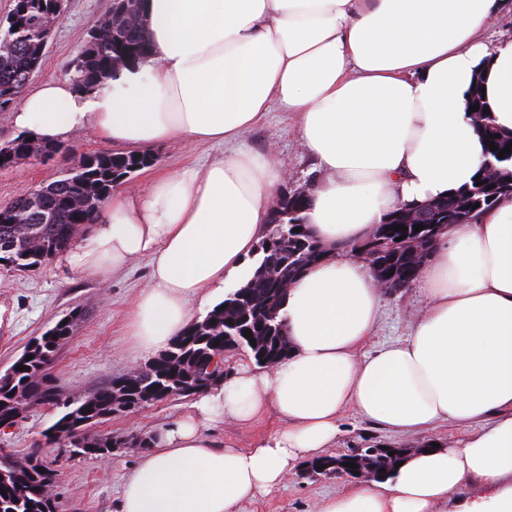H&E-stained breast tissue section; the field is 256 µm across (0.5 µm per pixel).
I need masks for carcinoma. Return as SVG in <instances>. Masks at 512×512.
<instances>
[{"instance_id": "carcinoma-1", "label": "carcinoma", "mask_w": 512, "mask_h": 512, "mask_svg": "<svg viewBox=\"0 0 512 512\" xmlns=\"http://www.w3.org/2000/svg\"><path fill=\"white\" fill-rule=\"evenodd\" d=\"M61 10L59 0H15L12 16L0 35V96L11 91L18 102L29 75L39 67L45 54L46 27ZM109 21L95 27L82 53L69 66L71 80L79 90L93 88L114 77L122 67L143 59L147 53V34L140 0H111L106 12ZM479 106L484 112L477 129L486 149L484 159L505 172L512 170V153L498 158V152L512 146V133L500 130L485 111L481 86L472 89L467 107ZM14 151L38 155L41 147L21 133L11 139ZM153 155L145 152L82 154L74 166L59 179L42 187L33 196H19L0 204V266L17 271H33L52 262L71 247L76 227L96 221L112 195L133 173L151 166ZM486 188L471 184L443 199L448 223L471 222L491 208ZM478 208H473L474 204ZM283 222L268 224L259 244L262 260L249 281L233 289L224 301L214 306L201 320L190 323L168 350L151 359L131 374L114 377L84 396L63 394L54 383L49 368L56 354L87 312L75 309L69 320L57 322L34 339L21 356L0 376V416L20 417L34 405H49L59 410L48 428V441L71 449L86 459H102L112 449L123 448L127 440L94 431L121 407L161 401L171 396H196L224 381V351L234 345L250 353L256 364L280 362L291 352L282 307L287 290L286 274L296 276L320 260L319 247L309 234L302 216L306 198L280 196ZM302 231L297 232L295 228ZM406 238H401V235ZM424 232L408 225V232L381 224L372 236L358 246V254L382 275L386 266L408 288L417 279L423 264L420 249ZM252 336H244L245 330ZM220 341L214 345V341ZM256 345H251V341ZM32 356L26 360V356ZM28 370L21 371L19 367ZM405 452L394 455L368 450L356 456L358 465L370 468L376 477L387 476L401 462ZM51 468L35 452L19 459L0 450V512H53L54 486L46 483Z\"/></svg>"}]
</instances>
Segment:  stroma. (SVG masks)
<instances>
[{
    "mask_svg": "<svg viewBox=\"0 0 512 512\" xmlns=\"http://www.w3.org/2000/svg\"><path fill=\"white\" fill-rule=\"evenodd\" d=\"M109 5L110 0H64L63 9L53 23L51 41L36 81L68 77V66L81 51L90 24ZM245 142L253 152L270 153L278 159L283 173L282 190L312 189L317 179L315 163L302 145L288 113L271 112L267 122L253 129ZM112 148V143L95 135H80L66 142L54 156L19 160L11 168L0 171V203L10 201L21 188L55 180L82 154ZM151 152L156 157L155 164L123 183L122 191L135 194L155 174L211 162L222 157L224 149L193 145L175 138L153 146ZM146 276L147 264L143 261L115 273L105 288L92 277L70 275L56 261L32 272L0 268V304L14 313L8 338H0V373L12 365L31 340L77 306L86 309L87 316L76 326L50 367L61 390L79 396L114 376L134 370L136 363L125 327L126 312ZM381 305L383 317L377 336L381 343L405 338L410 322L425 310V301L414 288L382 292ZM187 405L186 398L170 399L137 413L113 415L99 424L97 430L126 438L151 432L172 422ZM57 414V409L47 405L31 408L11 430L0 431V448L21 457L36 451L51 463L57 472L54 487L57 512H115L121 484L135 464L139 449L122 448L105 460L71 455L45 437ZM470 431V426L448 422L425 434L391 435L363 421L349 408L341 416V432L331 452L339 455L369 447L412 451L433 442L443 446L455 443ZM353 484V478L346 476L311 479L298 472L288 476L278 491L246 503L243 512H316L324 497L347 491Z\"/></svg>",
    "mask_w": 512,
    "mask_h": 512,
    "instance_id": "35a3bbf8",
    "label": "stroma"
}]
</instances>
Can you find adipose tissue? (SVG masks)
<instances>
[{
  "mask_svg": "<svg viewBox=\"0 0 512 512\" xmlns=\"http://www.w3.org/2000/svg\"><path fill=\"white\" fill-rule=\"evenodd\" d=\"M505 0H141L150 54L89 90L48 79L10 115L63 143L88 130L132 146L173 138L222 159L116 191L62 255L107 285L134 260L147 282L126 317L145 359L180 336L192 300L247 282L282 181L274 156L244 147L273 108L295 119L318 178L304 220L327 256L289 285L292 352L240 363L159 428L126 476L118 512H241L331 447L344 409L396 435L475 424L451 447L408 453L383 480L323 499L318 512H512V196L440 231L416 284L422 316L402 340L359 350L380 322V289L356 248L391 212L472 184L484 147L466 110L481 83L512 131V41L480 33ZM282 425L252 447L224 423ZM483 492L460 498L462 486Z\"/></svg>",
  "mask_w": 512,
  "mask_h": 512,
  "instance_id": "obj_1",
  "label": "adipose tissue"
}]
</instances>
